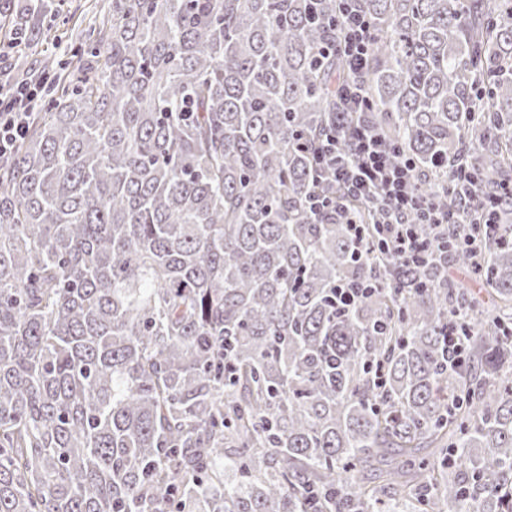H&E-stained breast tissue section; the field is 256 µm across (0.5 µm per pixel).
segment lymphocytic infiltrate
<instances>
[{
	"label": "lymphocytic infiltrate",
	"instance_id": "lymphocytic-infiltrate-1",
	"mask_svg": "<svg viewBox=\"0 0 512 512\" xmlns=\"http://www.w3.org/2000/svg\"><path fill=\"white\" fill-rule=\"evenodd\" d=\"M339 37L336 48L347 60L350 80L346 85L348 107L363 101L362 69L368 52V17L355 0H340ZM39 100L35 85L16 82L7 98H0V158L8 155L17 141L25 137L27 118ZM321 172L333 175L336 184L361 198L385 202L377 241L357 238L359 253L370 255L384 249L401 257L409 272H418L435 258L434 239L420 237L419 224L448 226L455 217L438 200L424 198L412 189L413 169L391 158L390 146L374 131L362 129L352 137L347 151L336 149L335 138H328L317 155Z\"/></svg>",
	"mask_w": 512,
	"mask_h": 512
}]
</instances>
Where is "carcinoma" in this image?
I'll return each instance as SVG.
<instances>
[{
  "mask_svg": "<svg viewBox=\"0 0 512 512\" xmlns=\"http://www.w3.org/2000/svg\"><path fill=\"white\" fill-rule=\"evenodd\" d=\"M357 4L362 112L339 0H112L72 60L13 52L49 92L0 159V512H512V0ZM51 9L0 22L22 46ZM355 125L479 291L357 257L381 204L315 164ZM339 37L336 49L347 59L351 79L346 87V106L357 107L363 102L362 69L368 52V17L355 4V0H339Z\"/></svg>",
  "mask_w": 512,
  "mask_h": 512,
  "instance_id": "carcinoma-1",
  "label": "carcinoma"
}]
</instances>
